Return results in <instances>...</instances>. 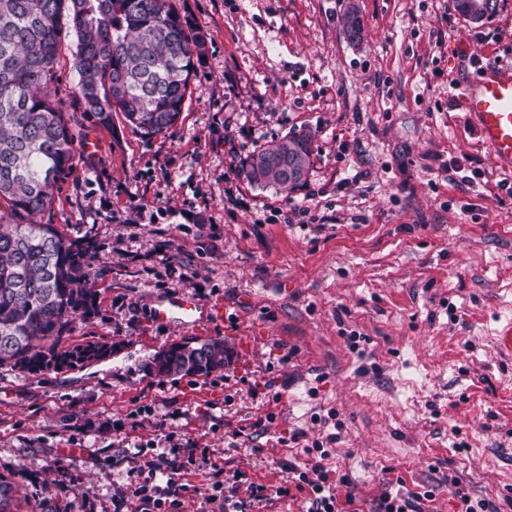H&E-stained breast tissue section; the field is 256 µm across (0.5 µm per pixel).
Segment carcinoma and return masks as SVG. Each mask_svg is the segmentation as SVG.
Returning a JSON list of instances; mask_svg holds the SVG:
<instances>
[{
    "label": "carcinoma",
    "instance_id": "1",
    "mask_svg": "<svg viewBox=\"0 0 512 512\" xmlns=\"http://www.w3.org/2000/svg\"><path fill=\"white\" fill-rule=\"evenodd\" d=\"M346 38L360 43L355 7L342 18ZM71 40L85 111L103 126L112 113L143 137L178 122L206 46L204 31L181 19L172 0H0V366L37 374L105 353L97 345L60 347L78 316L95 308L87 250L45 211L75 159V134L55 106L61 46ZM312 137L295 130L256 146L241 162L249 184L292 192L308 180ZM28 219L19 224L15 219ZM224 368V342L170 347L158 364L166 376L208 375ZM20 494L0 476V512Z\"/></svg>",
    "mask_w": 512,
    "mask_h": 512
}]
</instances>
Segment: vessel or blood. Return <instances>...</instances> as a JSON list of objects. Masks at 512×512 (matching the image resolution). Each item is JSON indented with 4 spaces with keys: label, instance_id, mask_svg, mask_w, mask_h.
<instances>
[{
    "label": "vessel or blood",
    "instance_id": "obj_1",
    "mask_svg": "<svg viewBox=\"0 0 512 512\" xmlns=\"http://www.w3.org/2000/svg\"><path fill=\"white\" fill-rule=\"evenodd\" d=\"M461 108L476 128L493 162L502 169L512 167V66L487 62L478 78L462 87ZM196 305L184 299L171 300L157 308L156 322L172 321L174 313L190 317Z\"/></svg>",
    "mask_w": 512,
    "mask_h": 512
}]
</instances>
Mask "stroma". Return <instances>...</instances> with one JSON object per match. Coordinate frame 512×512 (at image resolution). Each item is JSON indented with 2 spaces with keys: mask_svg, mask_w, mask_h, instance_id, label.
I'll return each mask as SVG.
<instances>
[{
  "mask_svg": "<svg viewBox=\"0 0 512 512\" xmlns=\"http://www.w3.org/2000/svg\"><path fill=\"white\" fill-rule=\"evenodd\" d=\"M206 34L177 126L151 139L75 92L63 46L51 95L73 166L38 223L88 243L98 293L68 345L105 356L38 375L0 367V475L17 512H134L128 457L164 435L208 449L241 512H306L287 463L349 474L362 512L399 489L512 512V170L459 104L481 63L512 64V0L482 24L452 0H173ZM357 6L365 38L346 39ZM470 44V62L454 47ZM292 130L313 167L292 193L252 187L241 160ZM94 153H87V145ZM199 303L157 323L158 302ZM224 340L207 376L162 377L158 352ZM303 429L328 458L291 440Z\"/></svg>",
  "mask_w": 512,
  "mask_h": 512,
  "instance_id": "1",
  "label": "stroma"
}]
</instances>
